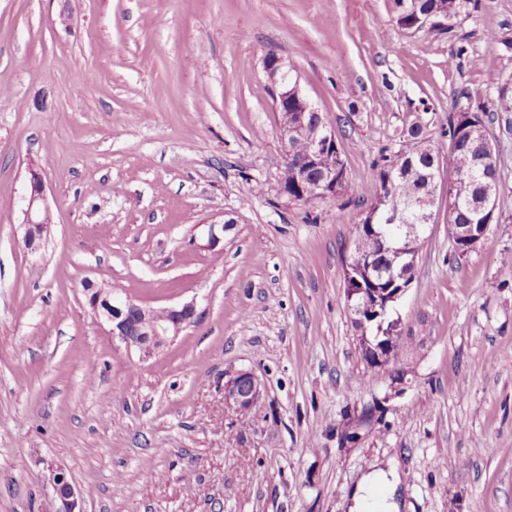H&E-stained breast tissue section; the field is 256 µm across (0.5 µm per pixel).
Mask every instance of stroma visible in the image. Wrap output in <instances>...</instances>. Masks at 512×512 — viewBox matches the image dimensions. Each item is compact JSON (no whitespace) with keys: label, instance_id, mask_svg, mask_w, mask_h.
Here are the masks:
<instances>
[{"label":"stroma","instance_id":"35a3bbf8","mask_svg":"<svg viewBox=\"0 0 512 512\" xmlns=\"http://www.w3.org/2000/svg\"><path fill=\"white\" fill-rule=\"evenodd\" d=\"M394 15V0H0V90L25 102L0 108V512H41L52 465L84 512H343L391 457L402 512H512V112L485 118L500 205L466 254L437 179L387 364L364 359L344 283L380 155L417 122L447 163L457 92L489 105L512 77V0H477L453 38ZM271 53L335 126L362 197L279 194ZM35 171L52 224L33 253ZM89 281L197 317L144 359L95 322ZM239 370L261 383L248 411L224 402Z\"/></svg>","mask_w":512,"mask_h":512}]
</instances>
